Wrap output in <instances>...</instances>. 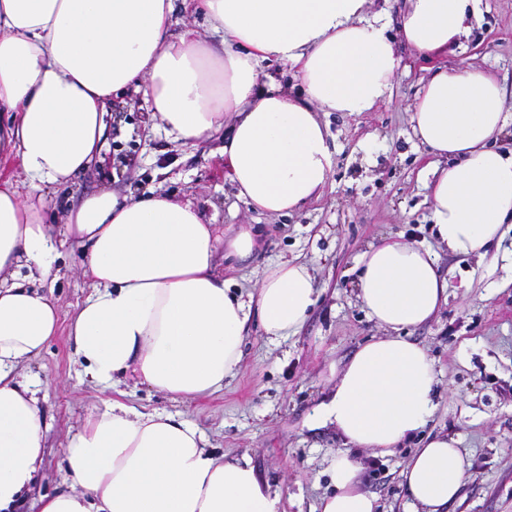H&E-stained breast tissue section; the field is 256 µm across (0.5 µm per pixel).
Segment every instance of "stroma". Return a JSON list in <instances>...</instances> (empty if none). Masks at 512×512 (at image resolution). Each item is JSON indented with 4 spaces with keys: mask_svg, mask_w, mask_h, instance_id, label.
<instances>
[{
    "mask_svg": "<svg viewBox=\"0 0 512 512\" xmlns=\"http://www.w3.org/2000/svg\"><path fill=\"white\" fill-rule=\"evenodd\" d=\"M396 49L402 66L392 93L372 111L319 112L335 166L318 197L282 216L259 214L237 198L224 171L223 133L183 143L165 132L141 96L112 102L103 163L67 186L43 189L58 249V278L45 291L57 306L60 327L39 356L16 369L38 383L49 425L43 462L20 512H39L41 497L73 490L63 462L67 438L87 411L117 390L125 403L196 425L215 452L247 456L281 491L286 512H316L334 490L329 467L342 442L335 427L312 426L310 417L335 384L333 367L364 341L385 334L358 303L354 274L358 254L383 235L430 245L448 280L447 304L410 332L438 372L437 409L427 431L458 439L467 463L463 488L445 512H512V224L482 259L454 254L436 239L426 188L432 158L410 125L429 63L404 44ZM447 63L491 70L512 113V0H483L479 21ZM106 185L119 195L153 189L191 200L222 235L256 225L262 254L234 271L238 288H257L265 263L303 261L313 269L317 304L296 332L274 343L251 325L240 371L213 397L175 401L128 375L114 391L95 383L84 375L67 336L78 305L93 289L82 274L84 250L64 228L67 211ZM419 445L416 439L404 442L382 459L361 452L362 483L380 512H406L400 472Z\"/></svg>",
    "mask_w": 512,
    "mask_h": 512,
    "instance_id": "1",
    "label": "stroma"
}]
</instances>
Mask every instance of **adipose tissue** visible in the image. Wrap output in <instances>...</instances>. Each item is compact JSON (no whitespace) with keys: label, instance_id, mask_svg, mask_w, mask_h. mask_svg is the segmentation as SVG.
Wrapping results in <instances>:
<instances>
[{"label":"adipose tissue","instance_id":"obj_1","mask_svg":"<svg viewBox=\"0 0 512 512\" xmlns=\"http://www.w3.org/2000/svg\"><path fill=\"white\" fill-rule=\"evenodd\" d=\"M368 0H191L215 32L173 34V0H0V159L16 162L33 188L20 199L0 174V512H17L45 448L37 391L14 370L58 330L41 291L55 275L56 240L42 193L99 159L107 105L136 93L174 140L198 143L236 116L223 148L237 196L280 215L328 182L333 157L318 111L369 112L390 91L401 58L395 41L438 66L411 110L428 154L452 158L428 182L439 242L485 257L512 223V149L495 143L512 126L495 77L443 57L478 21L480 0H407L398 39L366 19ZM293 71V96L263 72ZM65 234L83 246L93 287L69 324L85 372L104 386L126 373L184 401L210 397L235 376L250 319L267 340L288 337L316 302L307 264L267 263L254 293L233 292L217 258H256L253 225L220 237L188 200L104 187L70 209ZM356 296L386 330L346 361L311 421L343 441L331 463L335 491L320 512H377L361 485L355 449L379 457L423 433L436 409L437 371L407 337L448 300L435 254L382 238L357 258ZM64 460L77 486L41 499V512H285L249 458L225 459L204 433L171 414L117 399L91 410L69 435ZM411 512H443L466 479L456 439L426 435L401 472Z\"/></svg>","mask_w":512,"mask_h":512}]
</instances>
